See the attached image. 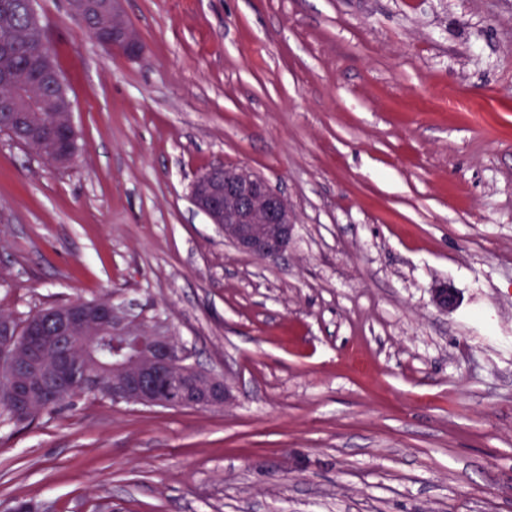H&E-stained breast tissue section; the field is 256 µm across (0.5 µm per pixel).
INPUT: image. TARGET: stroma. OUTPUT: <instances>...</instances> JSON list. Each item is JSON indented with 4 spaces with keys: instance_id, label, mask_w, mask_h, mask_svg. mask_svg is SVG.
<instances>
[{
    "instance_id": "stroma-1",
    "label": "stroma",
    "mask_w": 512,
    "mask_h": 512,
    "mask_svg": "<svg viewBox=\"0 0 512 512\" xmlns=\"http://www.w3.org/2000/svg\"><path fill=\"white\" fill-rule=\"evenodd\" d=\"M122 6L137 59L39 2L80 150L0 133V312L111 297L232 398L0 417V512H512V0ZM220 163L280 258L193 203ZM195 206L239 251L276 259L288 248L295 224L288 201L246 169L213 165L191 187Z\"/></svg>"
}]
</instances>
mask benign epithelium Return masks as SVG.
Returning <instances> with one entry per match:
<instances>
[{
    "label": "benign epithelium",
    "mask_w": 512,
    "mask_h": 512,
    "mask_svg": "<svg viewBox=\"0 0 512 512\" xmlns=\"http://www.w3.org/2000/svg\"><path fill=\"white\" fill-rule=\"evenodd\" d=\"M108 6L112 24L99 30L96 42L130 59L140 58L143 43L127 21L120 0H108ZM43 81L50 92L34 99L47 112L66 113L64 136L59 142L60 160L56 164L69 163L74 159L73 103L53 66L43 68ZM191 197L195 206L239 251L262 259H276L288 248L295 229L294 217L288 201L265 178L243 168L213 165L197 176ZM456 302L455 293L447 284L433 288V303L439 311H448ZM86 320L84 303L75 300L47 313L38 328L18 338L16 365L36 378L41 395H51L55 385L64 378L80 376L91 388L101 379H108L109 393L117 402L130 393L138 394L140 403L172 408L210 409L230 400V388L223 375L202 369L187 359L182 367L173 366L170 337L161 329L142 333L135 327L134 314L110 303L98 309L97 321L117 337L112 372L100 371L81 353L71 355L84 340L75 335V330ZM47 355L62 356L64 363L49 371L42 364Z\"/></svg>",
    "instance_id": "benign-epithelium-1"
}]
</instances>
